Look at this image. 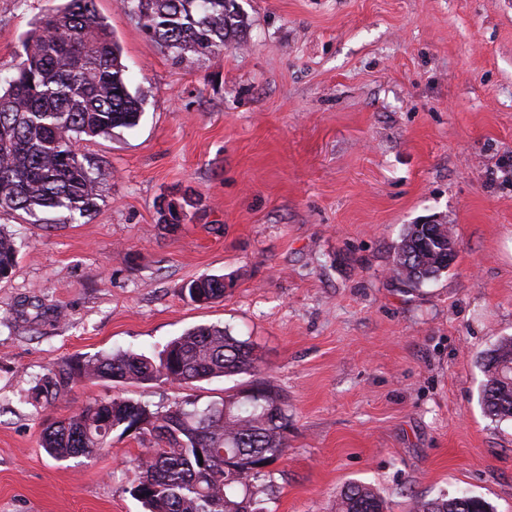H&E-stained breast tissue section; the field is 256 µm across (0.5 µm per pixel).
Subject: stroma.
I'll return each instance as SVG.
<instances>
[{
	"label": "stroma",
	"mask_w": 512,
	"mask_h": 512,
	"mask_svg": "<svg viewBox=\"0 0 512 512\" xmlns=\"http://www.w3.org/2000/svg\"><path fill=\"white\" fill-rule=\"evenodd\" d=\"M66 2L0 0V88ZM237 3L241 42L187 64L95 0L143 110L79 143L94 212L0 215L18 250L0 280V512H143L128 462L149 435L57 460L45 419L92 397L203 407L250 376L79 382L49 406L29 390L61 359L156 353L199 325L253 343L288 403L266 512H334L352 481L388 512L463 491L512 512V420L484 413L476 365L512 337V0ZM436 221L455 261L405 288L394 248ZM204 274L223 300L188 302Z\"/></svg>",
	"instance_id": "stroma-1"
}]
</instances>
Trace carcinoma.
I'll use <instances>...</instances> for the list:
<instances>
[{"label": "carcinoma", "mask_w": 512, "mask_h": 512, "mask_svg": "<svg viewBox=\"0 0 512 512\" xmlns=\"http://www.w3.org/2000/svg\"><path fill=\"white\" fill-rule=\"evenodd\" d=\"M143 30L182 62L240 41L247 18L236 0H124ZM24 57L0 94V212L65 209L91 212L98 181L78 158L81 136L131 128L142 103L131 94L120 49L95 0H69L46 14L23 42ZM455 249L451 228L410 224L395 247L393 272L417 288L448 270ZM13 238L0 233V278L16 262ZM224 276L202 275L182 287L196 304L224 298ZM480 403L492 420L512 418V338L482 353ZM261 372L253 344L226 327L200 325L167 343L156 356L117 352L64 359L34 387L51 405L80 379L188 386L214 377ZM252 395H228L200 408L194 400L152 409L122 398H93L74 415L47 421L42 447L57 459L103 449L116 429L148 434L154 445L132 459L130 493L148 512H265L273 484L259 480L288 448L290 416L282 394L261 380ZM370 486L353 482L336 512H385ZM411 512H490L481 498L462 494L416 499Z\"/></svg>", "instance_id": "1"}]
</instances>
